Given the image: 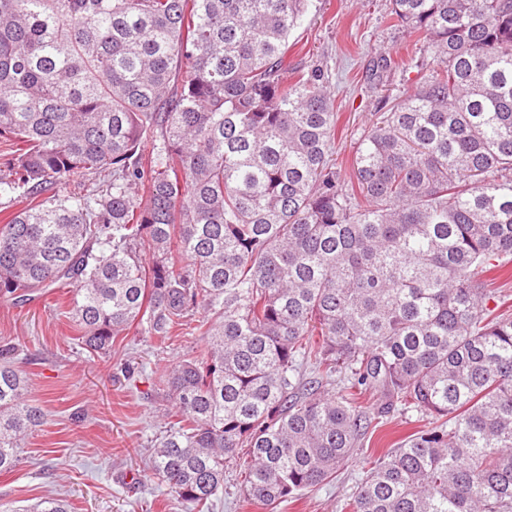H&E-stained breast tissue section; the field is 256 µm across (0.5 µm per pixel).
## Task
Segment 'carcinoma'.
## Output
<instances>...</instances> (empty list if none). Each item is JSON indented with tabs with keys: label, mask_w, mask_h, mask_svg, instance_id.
Returning <instances> with one entry per match:
<instances>
[{
	"label": "carcinoma",
	"mask_w": 512,
	"mask_h": 512,
	"mask_svg": "<svg viewBox=\"0 0 512 512\" xmlns=\"http://www.w3.org/2000/svg\"><path fill=\"white\" fill-rule=\"evenodd\" d=\"M389 2L432 66L346 184L324 76L288 75L310 0H0V196L35 201L0 225V297L70 288L101 354L204 314L159 381L152 462L197 512L242 449L261 508L328 480L370 390L434 426L368 458L350 512H512V314L479 278L512 254V0ZM19 351L0 344V473L45 423Z\"/></svg>",
	"instance_id": "1"
}]
</instances>
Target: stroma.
Segmentation results:
<instances>
[{
	"label": "stroma",
	"instance_id": "1",
	"mask_svg": "<svg viewBox=\"0 0 512 512\" xmlns=\"http://www.w3.org/2000/svg\"><path fill=\"white\" fill-rule=\"evenodd\" d=\"M289 45V69L324 76L338 114L335 168L349 178L361 129L387 100L410 88L429 52L391 19L389 0H312ZM382 56L395 65L378 79L372 69ZM80 334L64 289L22 307L0 297V341L20 346L17 364L28 378L29 397L47 414L45 425L23 441L16 469L0 474V499L22 508L60 493L68 495L72 512H190L149 466L166 423L154 385L189 354L195 337L177 331L161 342L132 329L97 355L78 345ZM363 404L372 426L357 455L335 478L274 512H342L368 456L429 427L428 418L414 412L382 413L380 394L367 393ZM243 479L239 467L225 466L224 489L211 512H259L242 491Z\"/></svg>",
	"mask_w": 512,
	"mask_h": 512
}]
</instances>
